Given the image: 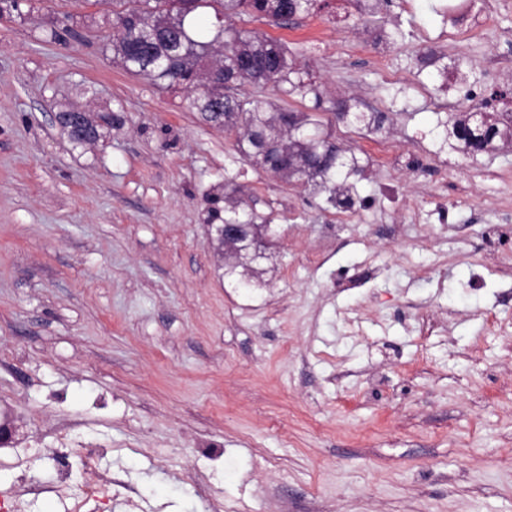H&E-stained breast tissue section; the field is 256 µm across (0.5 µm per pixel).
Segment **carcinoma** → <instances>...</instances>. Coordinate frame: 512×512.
<instances>
[{"mask_svg":"<svg viewBox=\"0 0 512 512\" xmlns=\"http://www.w3.org/2000/svg\"><path fill=\"white\" fill-rule=\"evenodd\" d=\"M112 55L126 71L142 76L161 90L180 89L186 93V108L218 127L236 131L239 152L254 166L289 181L301 179L317 193H326L329 205H349L357 191L353 177L363 171L355 152L330 140L323 133L310 134L306 127L317 124L306 112H297V130L277 132L288 123V110L272 107L237 92L244 85H272L291 95L311 97L314 109L334 113L339 120L353 118L375 134L384 129L388 117L382 112L359 110L355 98L328 101L320 85L306 70L288 61V46L255 31L239 30L223 20L242 12L270 17L283 24L315 13L318 0H111ZM213 62L224 71V82L210 90L197 87L202 65ZM74 109L58 112L57 123L76 146L96 142L99 128H120L124 108L97 117L83 114L80 135L72 128ZM499 112H483L479 124L470 118L456 121L449 136L469 155L489 150L495 139L507 141L512 130L499 131ZM242 186L224 175V210L215 209L211 220L225 224H251L265 234H276L271 221L259 216L241 198ZM240 259L224 262V278L238 288L255 285L245 266L255 261L248 243L237 246Z\"/></svg>","mask_w":512,"mask_h":512,"instance_id":"carcinoma-1","label":"carcinoma"}]
</instances>
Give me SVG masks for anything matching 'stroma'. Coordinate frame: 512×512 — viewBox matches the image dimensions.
<instances>
[{
  "label": "stroma",
  "mask_w": 512,
  "mask_h": 512,
  "mask_svg": "<svg viewBox=\"0 0 512 512\" xmlns=\"http://www.w3.org/2000/svg\"><path fill=\"white\" fill-rule=\"evenodd\" d=\"M507 2L492 19L488 0H470L475 23L458 35L451 0H390L372 17L323 0L288 25L231 18L285 42L328 93L389 115L372 134L272 86L245 89L312 112L355 150L372 206L345 224L303 181L243 161L234 132L186 110L183 92L114 61L107 0L1 18L0 421L15 434L0 448V500L67 512L100 472L121 484L95 512H194L202 488L222 512H512V292L470 285L512 200V145L474 157L443 145L433 108L463 113L466 88L512 83L486 61L512 56ZM119 103L124 127L83 147L54 119ZM379 143L397 165L379 163ZM228 173L277 228L248 291L225 281L206 224ZM440 200L448 223L407 221ZM333 234L338 247L311 265ZM64 426L79 444L62 473L49 432Z\"/></svg>",
  "instance_id": "35a3bbf8"
}]
</instances>
